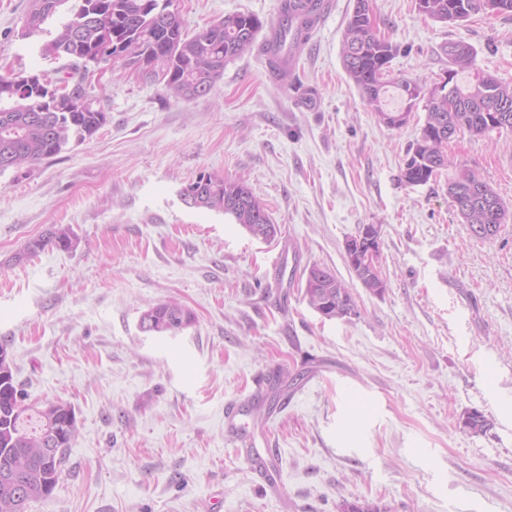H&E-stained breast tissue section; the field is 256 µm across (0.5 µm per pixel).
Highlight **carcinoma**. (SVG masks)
<instances>
[{
  "label": "carcinoma",
  "mask_w": 512,
  "mask_h": 512,
  "mask_svg": "<svg viewBox=\"0 0 512 512\" xmlns=\"http://www.w3.org/2000/svg\"><path fill=\"white\" fill-rule=\"evenodd\" d=\"M70 1L73 5L67 20L51 38L37 44L42 57H64L85 69L105 53L126 66L147 68L161 53L166 68L164 87L186 100L208 94L223 76L224 64L252 50L265 25L258 16L242 13L190 36L181 12L172 9V0H30L22 36L43 35L59 8ZM361 2L357 0L344 31L343 65L379 120L396 129L406 118L401 110L383 109L386 86H394L400 97L409 101L418 99L423 87L390 77V63L399 47L377 34ZM321 4L322 0H282L278 37L259 46L270 68L282 69V58L309 41L312 17ZM418 8L434 20L455 23L483 11L512 13V0H418ZM448 60L456 77H469L477 69L476 55L468 45L448 54ZM453 93L452 112L448 111V95L437 92L427 97L420 139L401 170L404 182L426 184L448 165L441 139L448 138L450 130L483 135L491 131V124L512 129V84L484 72L479 80L455 84ZM108 121L109 113L95 105L83 75L75 80L69 74L54 81L38 74L0 75V174L69 151L92 138ZM450 184L458 188L455 208L470 233L484 240L496 236L508 211L490 184L471 170L458 173ZM187 187L198 190L205 208L228 215L255 238L271 241L280 233L261 198L238 180L202 173ZM76 245L72 229L59 227L29 244L18 258L48 246L69 251ZM368 245L351 237L346 244L347 258L364 287L380 294L385 282L360 268L358 248ZM303 292L309 306L326 319L357 315L350 288L327 269H308ZM193 320L186 307L166 301L141 315L140 328L148 333L176 334ZM24 398L12 369L0 373V512H27L31 503L53 493L57 480L54 463L47 457L50 446L72 443L77 432L71 404L49 402L33 416L31 408L20 406ZM463 426L480 433L488 421L482 412L472 410L463 417Z\"/></svg>",
  "instance_id": "carcinoma-1"
}]
</instances>
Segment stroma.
I'll use <instances>...</instances> for the list:
<instances>
[{
  "label": "stroma",
  "instance_id": "stroma-1",
  "mask_svg": "<svg viewBox=\"0 0 512 512\" xmlns=\"http://www.w3.org/2000/svg\"><path fill=\"white\" fill-rule=\"evenodd\" d=\"M29 3L0 0V75L53 80L69 61L22 39ZM330 3L296 56L309 100L283 92L254 52L189 102L118 61L91 80L110 114L96 136L0 174V343L27 404L63 401L77 416L55 491L28 512H512V219L475 238L448 197L449 179L471 169L512 210V130L458 132L436 178L402 182L426 101L401 128L380 122L342 63L356 0ZM280 4L179 0L192 35L238 13L268 27ZM368 8L399 46L393 75L433 88L446 46L463 42L512 84V13L443 23L416 0ZM202 173L251 186L275 240L185 204L182 188ZM364 224L380 227V294L347 260ZM60 225L73 250L18 260ZM314 266L349 285L356 316L308 305L300 287ZM172 299L193 323L143 332L142 313ZM284 368L296 382L269 391L263 419L278 497L225 434L224 405ZM472 410L486 432L464 428Z\"/></svg>",
  "mask_w": 512,
  "mask_h": 512
}]
</instances>
